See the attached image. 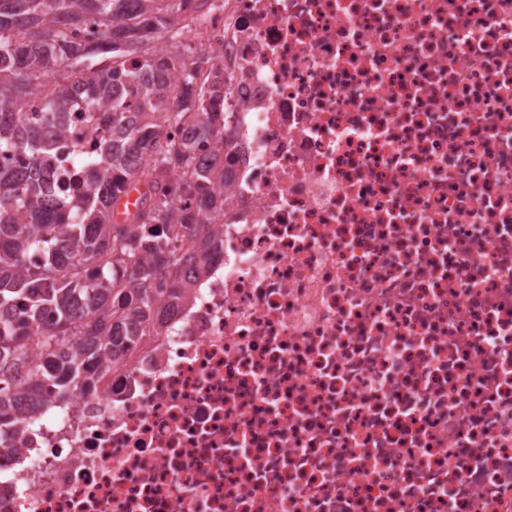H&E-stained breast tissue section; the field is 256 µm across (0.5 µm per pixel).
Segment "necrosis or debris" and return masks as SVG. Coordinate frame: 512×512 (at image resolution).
I'll list each match as a JSON object with an SVG mask.
<instances>
[{"label":"necrosis or debris","instance_id":"necrosis-or-debris-1","mask_svg":"<svg viewBox=\"0 0 512 512\" xmlns=\"http://www.w3.org/2000/svg\"><path fill=\"white\" fill-rule=\"evenodd\" d=\"M223 247L0 444V512H512V0H212ZM68 111L58 197L108 138Z\"/></svg>","mask_w":512,"mask_h":512}]
</instances>
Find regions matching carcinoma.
<instances>
[{"instance_id": "1", "label": "carcinoma", "mask_w": 512, "mask_h": 512, "mask_svg": "<svg viewBox=\"0 0 512 512\" xmlns=\"http://www.w3.org/2000/svg\"><path fill=\"white\" fill-rule=\"evenodd\" d=\"M182 2L0 0V154L25 162L0 169V441L48 394L84 389L88 366L101 378L110 358L132 357L160 335L185 278L204 274L220 247L212 221L224 211V171L197 155H224L226 130L211 116L224 82L192 45L166 47L183 29L146 28ZM87 15L100 22L96 40L77 37ZM125 85L136 100L125 99ZM83 88L112 137L82 158L103 169L87 194L60 201L35 173L52 149L55 112ZM32 99L43 104L35 126L22 112ZM167 123L191 124V137L167 138ZM175 170L176 189L199 192L194 213L174 203ZM136 184L145 191L135 211L114 222V205ZM33 251L42 263L28 267ZM45 312L51 322L30 335Z\"/></svg>"}]
</instances>
